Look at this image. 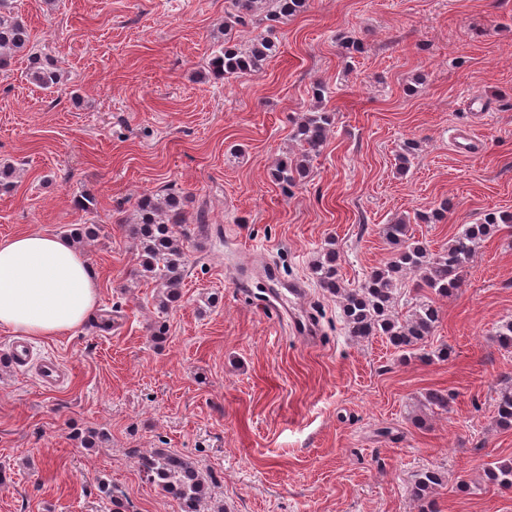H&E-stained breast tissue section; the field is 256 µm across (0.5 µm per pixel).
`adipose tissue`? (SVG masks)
Listing matches in <instances>:
<instances>
[{
	"label": "adipose tissue",
	"mask_w": 512,
	"mask_h": 512,
	"mask_svg": "<svg viewBox=\"0 0 512 512\" xmlns=\"http://www.w3.org/2000/svg\"><path fill=\"white\" fill-rule=\"evenodd\" d=\"M98 298V279L70 239L26 232L0 241L1 328L62 336L84 323Z\"/></svg>",
	"instance_id": "1"
}]
</instances>
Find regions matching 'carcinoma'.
<instances>
[{"mask_svg":"<svg viewBox=\"0 0 512 512\" xmlns=\"http://www.w3.org/2000/svg\"><path fill=\"white\" fill-rule=\"evenodd\" d=\"M11 0H0V69L14 58L28 60L27 80L42 90L61 86L57 63L33 50L31 32L26 22L13 14ZM307 0H230V11L224 17V43L212 51L209 75L217 80H236L260 73L276 52L271 39L276 24L297 14ZM264 26L247 45L234 43L232 32L238 27ZM331 116L327 112H310L296 125L294 140L300 159L294 164L278 163L272 172L283 189L294 187L305 177L308 163L325 144ZM16 169L0 164V191L10 192L15 186ZM185 195L143 194L137 200L138 220L125 225L128 235L138 246L139 268L134 275L154 280L160 286L156 300L164 312L181 297L185 276L184 242L194 231L205 227L199 214L188 211ZM512 228V216L491 213L483 224H466L438 253L429 252L412 240L409 225L397 220L383 227L386 241L392 246L389 261L372 269L357 288L343 285L339 274V255L329 246L312 264L311 274L319 288L339 298L348 335L357 341L384 336L402 356L432 359L442 357L443 350L429 348L440 318L436 298H446L460 287L462 273L469 266L481 241L503 229ZM410 299L406 314L398 311L400 296ZM496 423L512 428V384L499 388L495 403ZM139 463L149 480L161 491L179 501L181 512H202L212 499L208 479L189 457L166 449L139 455ZM488 481L503 488L512 487V460H498L483 465ZM442 484L438 471L427 469L417 474L410 485L411 497L436 512L434 494ZM108 512H126L127 497L117 487L104 490Z\"/></svg>","mask_w":512,"mask_h":512,"instance_id":"obj_1","label":"carcinoma"}]
</instances>
